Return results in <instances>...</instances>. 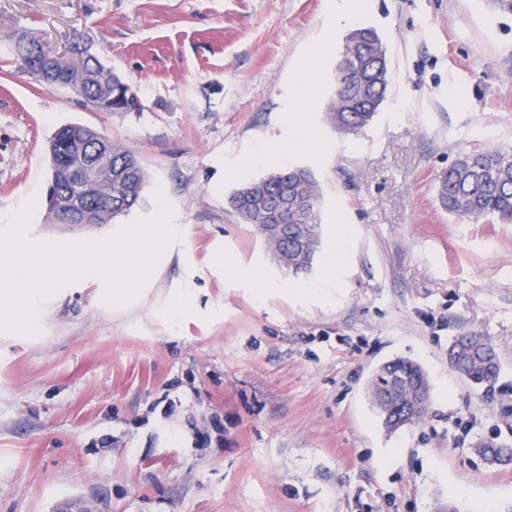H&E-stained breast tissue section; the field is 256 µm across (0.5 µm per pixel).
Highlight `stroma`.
Wrapping results in <instances>:
<instances>
[{
  "label": "stroma",
  "instance_id": "stroma-1",
  "mask_svg": "<svg viewBox=\"0 0 512 512\" xmlns=\"http://www.w3.org/2000/svg\"><path fill=\"white\" fill-rule=\"evenodd\" d=\"M390 79L356 137L331 129L329 78L347 27L326 0H0V220L41 201L45 146L78 122L134 152L142 200L78 228L38 213L36 242L106 238L152 217L183 225L143 297L121 310L79 279L40 305V331H0V512H512V224L451 219L436 176L462 153L512 147V18L481 0H371ZM87 43L140 92V112H98L35 81L11 52ZM329 49L316 55L321 40ZM315 90L302 95L300 81ZM303 142L293 165L322 187L320 251L351 227L335 272L289 274L227 198L279 168L238 166L257 148ZM291 293L257 302L241 271ZM193 308L157 315L186 271ZM332 276L331 300L296 288ZM498 352L491 387L451 368L455 337ZM402 356L430 375L422 423L386 434L366 383Z\"/></svg>",
  "mask_w": 512,
  "mask_h": 512
}]
</instances>
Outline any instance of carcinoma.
Here are the masks:
<instances>
[{
	"instance_id": "cac0c4a2",
	"label": "carcinoma",
	"mask_w": 512,
	"mask_h": 512,
	"mask_svg": "<svg viewBox=\"0 0 512 512\" xmlns=\"http://www.w3.org/2000/svg\"><path fill=\"white\" fill-rule=\"evenodd\" d=\"M12 52L24 65L38 66L45 83L66 89L99 112H140L142 100L137 89L105 65L86 45L76 43L72 53L78 61L53 57L33 37L20 36ZM386 60V49L379 33L372 27L351 30L344 39L332 80V92L326 119L342 134L357 136L374 120L383 104L388 87V69L374 73L371 59ZM83 124L69 123L51 136L54 145L50 163V182L59 191L68 184L59 179L58 166L69 155L74 136ZM112 156V170L100 174L87 191V206L99 211L112 204L111 220L125 215L138 203L148 173L130 150L106 140ZM288 193L298 214V222L290 225L273 223V202ZM437 197L448 215L469 224L498 221L512 223V149L481 147L459 156L436 178ZM322 192L311 169L290 166L271 172L237 189L230 196V205L239 219L256 227L263 241L272 250L280 266L293 274L312 268L320 245ZM465 369L480 385L494 383L500 373L498 356L490 344L483 355L472 359ZM431 392L429 376L416 361L397 357L379 366L369 381L373 407L388 432L419 423L424 414L403 416L405 405L414 388ZM474 451L483 458L507 466L512 463V448L480 444Z\"/></svg>"
}]
</instances>
